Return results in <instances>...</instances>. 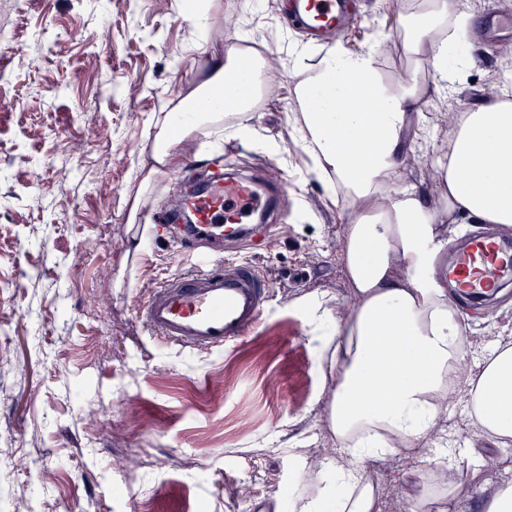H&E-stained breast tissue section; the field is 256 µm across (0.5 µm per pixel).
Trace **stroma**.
Returning <instances> with one entry per match:
<instances>
[{
  "mask_svg": "<svg viewBox=\"0 0 512 512\" xmlns=\"http://www.w3.org/2000/svg\"><path fill=\"white\" fill-rule=\"evenodd\" d=\"M286 0H214L205 50L185 0H0V512H289L313 490L314 449L323 465L343 457L326 425L332 384L316 349L306 303L351 307L341 254L345 199L307 181L308 158L292 127L286 49L308 45V63L339 46L377 44L386 79L430 64L397 48L408 0H350L347 25L293 29ZM471 36L456 93L424 106L428 133L403 169V184L437 204L433 159L452 130L449 114L512 82V33L488 25L512 0H456ZM264 55L276 82L256 103L254 135H195L177 144L179 165L135 203L131 170L149 153L152 117L182 88L205 80L239 33ZM277 143L268 153L257 143ZM281 194L271 228L240 254L266 278L270 305L232 348L194 350L160 342L138 316L151 290L185 272L182 249L159 226L189 168L216 155ZM139 234L140 249L130 244ZM478 377L494 344L512 338V294L464 308ZM483 449L490 465L461 462L464 483L512 484L506 448L478 434L466 402L441 414L436 435L373 457L381 512H409L411 479L431 475L439 446ZM138 454L118 473L112 459Z\"/></svg>",
  "mask_w": 512,
  "mask_h": 512,
  "instance_id": "1",
  "label": "stroma"
}]
</instances>
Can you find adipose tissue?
<instances>
[{"label":"adipose tissue","mask_w":512,"mask_h":512,"mask_svg":"<svg viewBox=\"0 0 512 512\" xmlns=\"http://www.w3.org/2000/svg\"><path fill=\"white\" fill-rule=\"evenodd\" d=\"M420 8L416 24L404 27L403 48L430 62L436 79L429 87L412 77L385 82L371 48H339L309 65L306 47H288L295 130L310 158L308 177L328 196L343 193L350 204L341 250L352 285L345 318L334 319L324 301L308 307L310 323H336L321 339L334 383L328 423L350 459L318 469V495L295 500L290 512H380L377 485L368 475L374 450L367 438L417 441L433 431L444 402L460 393L478 433L502 445L512 442V342L497 344L478 378L462 385L468 328L447 277L424 273L438 249L440 225L464 216L512 229V98L456 113L447 149L435 160L438 204L399 187L402 163L413 150L411 132L424 121L423 105L431 93L447 92L453 80L448 57L456 46L437 36L455 15L453 0H422ZM265 66L263 58L231 44L208 79L184 87L179 102L155 121L151 151L135 166L137 195L176 164L175 140L220 133L230 116L237 119V134L253 136ZM441 472L449 498L464 510L474 502L480 512H512V484L471 488L458 481L452 462Z\"/></svg>","instance_id":"obj_1"}]
</instances>
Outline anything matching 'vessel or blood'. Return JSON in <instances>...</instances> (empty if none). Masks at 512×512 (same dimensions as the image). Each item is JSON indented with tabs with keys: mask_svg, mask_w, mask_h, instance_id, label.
I'll return each mask as SVG.
<instances>
[{
	"mask_svg": "<svg viewBox=\"0 0 512 512\" xmlns=\"http://www.w3.org/2000/svg\"><path fill=\"white\" fill-rule=\"evenodd\" d=\"M346 0H292L295 22L311 31L336 26ZM267 202L254 179L211 183L183 199L192 225L171 215L173 231L187 246L207 240L198 269L165 279L140 309V317L159 340L198 349H221L240 341L259 321L268 299L266 282L245 262L224 259L225 244L248 240V225ZM512 271V249L490 235L472 234L448 253V278L465 294L491 288Z\"/></svg>",
	"mask_w": 512,
	"mask_h": 512,
	"instance_id": "b4317fda",
	"label": "vessel or blood"
}]
</instances>
